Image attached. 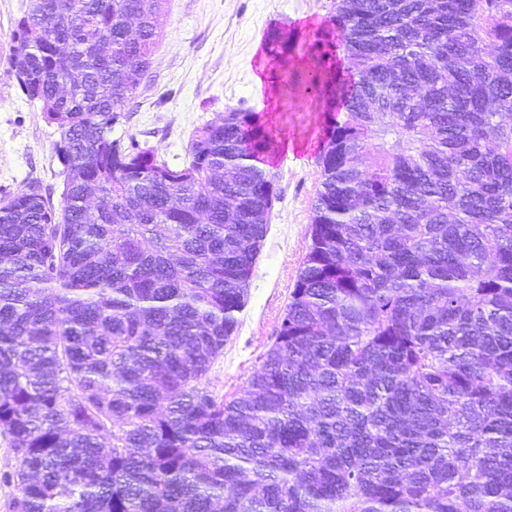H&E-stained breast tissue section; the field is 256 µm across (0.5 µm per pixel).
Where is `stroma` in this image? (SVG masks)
<instances>
[{"label": "stroma", "mask_w": 512, "mask_h": 512, "mask_svg": "<svg viewBox=\"0 0 512 512\" xmlns=\"http://www.w3.org/2000/svg\"><path fill=\"white\" fill-rule=\"evenodd\" d=\"M28 0H0V196L39 182L60 203L59 134L38 104L21 93L11 68L12 35ZM166 26L137 107L112 128L170 164L181 166L196 128L236 109L273 123L297 149L279 150L270 173L277 198L254 265L239 328L208 374V387L239 392L281 321L308 246L321 182L323 147L318 101L293 107L286 82L298 66L318 63L311 45L330 26L336 0H166ZM285 28L295 47L287 61L266 36Z\"/></svg>", "instance_id": "stroma-1"}]
</instances>
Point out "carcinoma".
I'll list each match as a JSON object with an SVG mask.
<instances>
[{
    "instance_id": "1",
    "label": "carcinoma",
    "mask_w": 512,
    "mask_h": 512,
    "mask_svg": "<svg viewBox=\"0 0 512 512\" xmlns=\"http://www.w3.org/2000/svg\"><path fill=\"white\" fill-rule=\"evenodd\" d=\"M336 0L310 242L239 395L204 384L277 198L252 112L188 161L112 138L163 0H29L11 65L61 211L0 197L13 512H512V10Z\"/></svg>"
}]
</instances>
